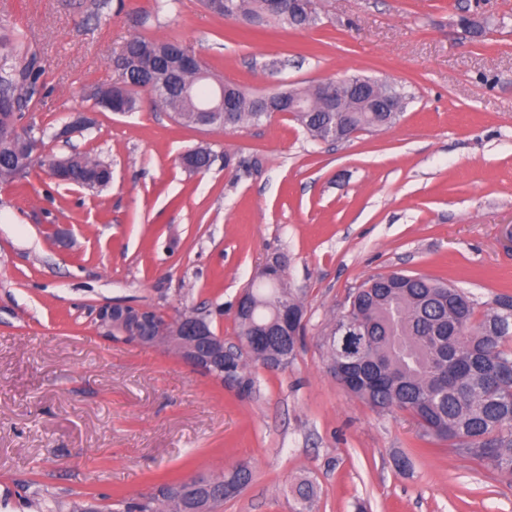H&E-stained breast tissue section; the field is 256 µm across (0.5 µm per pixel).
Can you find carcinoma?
<instances>
[{
  "instance_id": "obj_1",
  "label": "carcinoma",
  "mask_w": 512,
  "mask_h": 512,
  "mask_svg": "<svg viewBox=\"0 0 512 512\" xmlns=\"http://www.w3.org/2000/svg\"><path fill=\"white\" fill-rule=\"evenodd\" d=\"M220 17L240 18L254 26L274 22L282 27H309L319 23L317 11L303 18L288 17V4L270 11L267 0H224ZM188 47L174 40L135 36L123 46L113 71L116 79L104 84L95 98L110 92L129 111L136 109L138 91L169 110L183 126L235 127L246 120L257 125L272 113L262 108L255 94L236 84L233 111L197 112V98L176 85L166 86L145 74L178 69ZM38 70L31 60H3L0 64V98L15 100L16 111L0 112V183H12L32 164L38 138L18 129L17 122L36 92ZM392 91L398 112H295V121L313 139L333 136L347 139L351 130H384L393 127L405 110V96L397 86ZM313 100L336 98L331 84L293 89ZM211 153L198 147L183 156L184 165L200 171L210 166ZM62 182L88 189H103L112 180L110 165L88 154L56 159ZM285 261L274 258L258 274V284L240 297L235 321L243 345L262 342L265 358L277 357L275 337L282 334L283 311L303 318L305 309L296 292L288 288ZM149 325L139 332L153 336L174 325L163 315L148 313ZM352 319L368 336L360 359L365 374L353 395L382 412L405 411L420 427V438L448 442L458 455L479 461L497 472L512 473V295H498L482 318L474 317V303L455 286L399 273L378 274L350 296L347 310L331 328L330 335L343 334L345 320ZM252 471L239 466L221 475V485L199 484L182 499L173 494L179 483L161 488L159 495L132 500L126 512H208L245 487ZM295 499L308 509L316 496L313 484L300 479L292 484Z\"/></svg>"
}]
</instances>
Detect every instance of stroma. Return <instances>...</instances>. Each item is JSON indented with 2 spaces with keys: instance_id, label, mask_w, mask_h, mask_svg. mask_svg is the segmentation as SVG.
I'll use <instances>...</instances> for the list:
<instances>
[{
  "instance_id": "obj_1",
  "label": "stroma",
  "mask_w": 512,
  "mask_h": 512,
  "mask_svg": "<svg viewBox=\"0 0 512 512\" xmlns=\"http://www.w3.org/2000/svg\"><path fill=\"white\" fill-rule=\"evenodd\" d=\"M315 2L318 26L250 30L201 0H0V56L41 73L22 124L44 141L0 183V512H119L236 465L253 479L222 512H303L299 478L318 489L310 512H512V475L350 394L327 346L377 274L447 280L479 313L512 293V0ZM138 35L178 39L254 93L362 76L409 103L394 127L339 143L285 112L213 129L176 124L144 93L137 111L99 108L93 89ZM77 112L90 125L60 137ZM197 147L212 163L191 172L180 158ZM75 153L108 163L111 184L58 183L49 159ZM275 256L304 300V339L286 370L251 365L249 396L98 333L96 308L120 301L212 310L236 342L233 306Z\"/></svg>"
}]
</instances>
